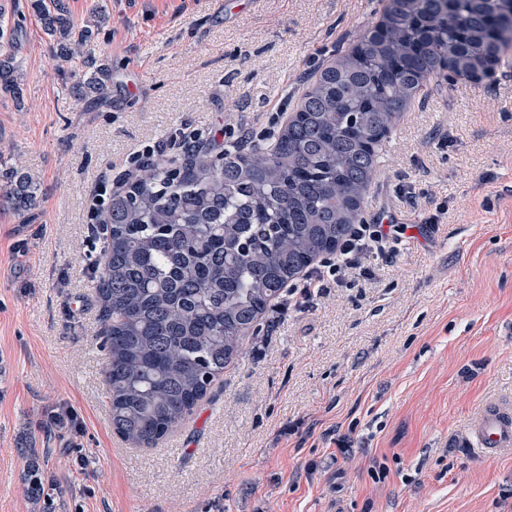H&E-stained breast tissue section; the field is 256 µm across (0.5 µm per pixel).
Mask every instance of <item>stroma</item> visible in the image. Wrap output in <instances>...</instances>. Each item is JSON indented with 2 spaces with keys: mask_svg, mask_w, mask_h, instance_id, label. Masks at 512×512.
<instances>
[{
  "mask_svg": "<svg viewBox=\"0 0 512 512\" xmlns=\"http://www.w3.org/2000/svg\"><path fill=\"white\" fill-rule=\"evenodd\" d=\"M224 2L63 0L76 23L106 16L92 50L112 78L85 102L30 0H0L24 84L22 105L0 98V187L16 169L38 188L21 213L0 200V512H512V454L467 442L484 403L512 399V64L431 77L395 117L360 221L407 231L373 279L269 310L157 446L113 428L98 200L149 148L179 161L220 129L230 149L244 123L270 146L384 0ZM34 463L52 505L27 491Z\"/></svg>",
  "mask_w": 512,
  "mask_h": 512,
  "instance_id": "1",
  "label": "stroma"
}]
</instances>
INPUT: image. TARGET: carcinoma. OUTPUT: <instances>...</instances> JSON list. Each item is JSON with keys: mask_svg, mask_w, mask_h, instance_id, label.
Segmentation results:
<instances>
[{"mask_svg": "<svg viewBox=\"0 0 512 512\" xmlns=\"http://www.w3.org/2000/svg\"><path fill=\"white\" fill-rule=\"evenodd\" d=\"M59 58L91 70L69 87L78 100L103 94L112 73L84 50L61 0H32ZM498 0H395L384 29L323 71L276 148L254 157L235 147L212 160L188 155L178 171L146 165L110 197V232L93 264L102 303L113 428L150 446L181 425L283 285L332 253L358 223L375 150L390 132L392 104L412 99L444 53L472 72L502 61L487 31ZM23 98L12 54L0 52V95ZM37 187L13 172L6 197L30 208Z\"/></svg>", "mask_w": 512, "mask_h": 512, "instance_id": "cac0c4a2", "label": "carcinoma"}]
</instances>
